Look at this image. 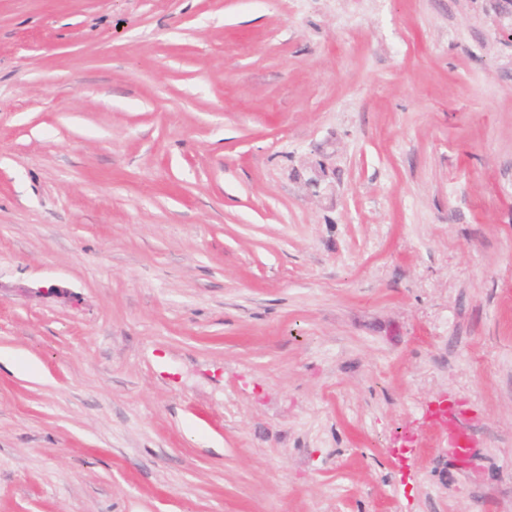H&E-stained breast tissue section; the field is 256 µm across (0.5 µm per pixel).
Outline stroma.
Segmentation results:
<instances>
[{
	"label": "stroma",
	"mask_w": 512,
	"mask_h": 512,
	"mask_svg": "<svg viewBox=\"0 0 512 512\" xmlns=\"http://www.w3.org/2000/svg\"><path fill=\"white\" fill-rule=\"evenodd\" d=\"M0 349V512H512V0H0Z\"/></svg>",
	"instance_id": "35a3bbf8"
}]
</instances>
